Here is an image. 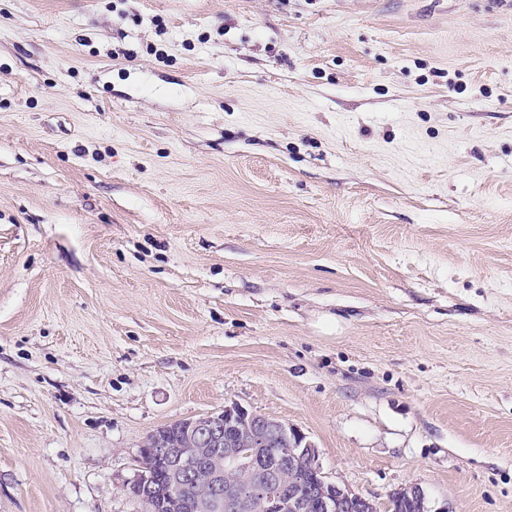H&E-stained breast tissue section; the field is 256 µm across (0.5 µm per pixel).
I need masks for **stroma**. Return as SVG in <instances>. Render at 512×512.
Here are the masks:
<instances>
[{"mask_svg": "<svg viewBox=\"0 0 512 512\" xmlns=\"http://www.w3.org/2000/svg\"><path fill=\"white\" fill-rule=\"evenodd\" d=\"M232 405L512 512V0H0V512Z\"/></svg>", "mask_w": 512, "mask_h": 512, "instance_id": "35a3bbf8", "label": "stroma"}]
</instances>
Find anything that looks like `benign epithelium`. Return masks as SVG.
<instances>
[{
    "mask_svg": "<svg viewBox=\"0 0 512 512\" xmlns=\"http://www.w3.org/2000/svg\"><path fill=\"white\" fill-rule=\"evenodd\" d=\"M184 438L169 441L165 428L154 431L139 453L137 488L147 503L165 512H182L194 495L200 512H372V499L350 496L328 481L318 462V448L296 429L270 416L238 406L183 421ZM280 449L270 466L245 452L244 444ZM163 469L166 488L152 479Z\"/></svg>",
    "mask_w": 512,
    "mask_h": 512,
    "instance_id": "7a95c632",
    "label": "benign epithelium"
}]
</instances>
